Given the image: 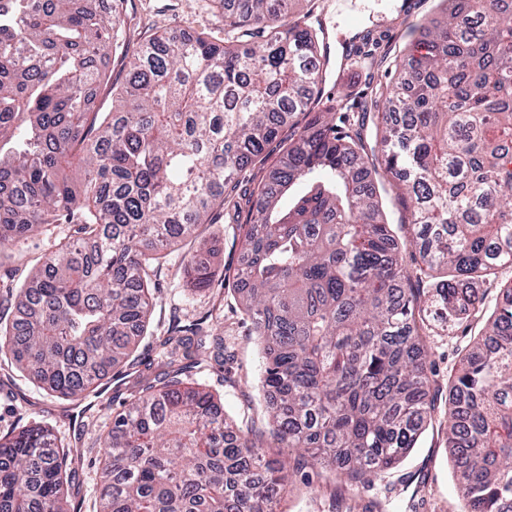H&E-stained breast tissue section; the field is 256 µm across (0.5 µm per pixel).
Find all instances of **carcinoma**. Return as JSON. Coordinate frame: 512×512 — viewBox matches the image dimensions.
Masks as SVG:
<instances>
[{"instance_id":"1","label":"carcinoma","mask_w":512,"mask_h":512,"mask_svg":"<svg viewBox=\"0 0 512 512\" xmlns=\"http://www.w3.org/2000/svg\"><path fill=\"white\" fill-rule=\"evenodd\" d=\"M82 0L0 7V248L52 224L79 236L15 289L0 358L72 400L119 376L146 329L149 273L194 236L287 119L322 93L320 29L290 0H211L224 40L155 35L110 112L88 108L95 58L119 31ZM396 64L376 141L412 233L383 219L359 137L320 112L257 195L233 288L263 347L272 448L233 431L206 386L224 368L220 324L160 342L138 398L100 435L98 512H275L309 468L367 486L414 447L435 402L424 310L407 259L426 266L448 320L478 317L469 285L512 266V4L448 0ZM261 31L253 40L251 31ZM199 289L224 279L184 257ZM448 449L468 512H512V283L448 381ZM77 454L31 423L0 436V512H71Z\"/></svg>"}]
</instances>
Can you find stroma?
<instances>
[{
  "label": "stroma",
  "mask_w": 512,
  "mask_h": 512,
  "mask_svg": "<svg viewBox=\"0 0 512 512\" xmlns=\"http://www.w3.org/2000/svg\"><path fill=\"white\" fill-rule=\"evenodd\" d=\"M291 13L296 17H325L334 39L343 38L345 29L351 27L348 14H356L359 22L354 27L371 32L374 43L367 54L346 63L331 57L321 100L313 104L311 112L298 114L285 125L279 141L241 174V185L250 188L265 180L277 163L283 141L308 125L314 113L329 106L339 115L364 113V122L355 131L366 147H374L375 118L368 111L372 100L397 82L396 57L421 38L425 25L443 17L439 0H297ZM157 32H197L220 39L224 36V15L212 8L209 0H123L119 38L106 55L109 79L97 90V110L111 111L112 90L126 82L134 50ZM253 209V202L246 201L237 218L214 212L210 223L199 226L196 239L182 241L169 250L151 277L153 305L148 332L131 356L133 365L127 370L124 385H115L108 377L95 397L72 401L48 394L14 364L0 361V435L41 422L77 448L83 463L72 500L75 512H96L99 484L94 460L100 429L111 421L114 404L129 399L137 376L135 363L156 359L159 342L172 327L194 323L209 312L220 317L224 367L201 368L196 378L221 398L225 411L239 427L258 433L267 430L269 417L257 388L263 368L262 347L237 295L228 287L221 291L197 290L181 274V259L189 252L226 279H233L247 259L244 233ZM76 232V225L55 224L37 237L0 248L1 309L10 307L9 286L24 281L50 261L56 243L75 237ZM420 301L427 311V361L432 367L431 393L437 410L416 447L397 468L368 487L340 480L328 482L313 471L296 477L294 491L280 504L282 512H467L455 489L444 416L448 410V378L459 367L474 333L467 323L449 322L432 294L422 293Z\"/></svg>",
  "instance_id": "obj_1"
}]
</instances>
